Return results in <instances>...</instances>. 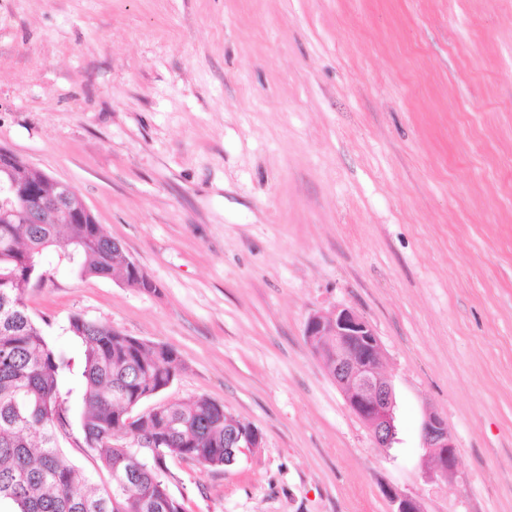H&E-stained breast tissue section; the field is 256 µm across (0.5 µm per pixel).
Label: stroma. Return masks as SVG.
<instances>
[{
    "mask_svg": "<svg viewBox=\"0 0 512 512\" xmlns=\"http://www.w3.org/2000/svg\"><path fill=\"white\" fill-rule=\"evenodd\" d=\"M0 148L72 185L154 291L50 265L25 294L179 355L261 441L177 459L187 512H512V0H0ZM375 330L376 448L304 337ZM448 422L457 472L420 438ZM79 423L63 459L103 482ZM421 439L433 461L432 476L447 479L457 468V448L447 421L437 413L429 414L421 427ZM384 494L392 504L391 512H424L420 500L413 494L386 487Z\"/></svg>",
    "mask_w": 512,
    "mask_h": 512,
    "instance_id": "stroma-1",
    "label": "stroma"
}]
</instances>
